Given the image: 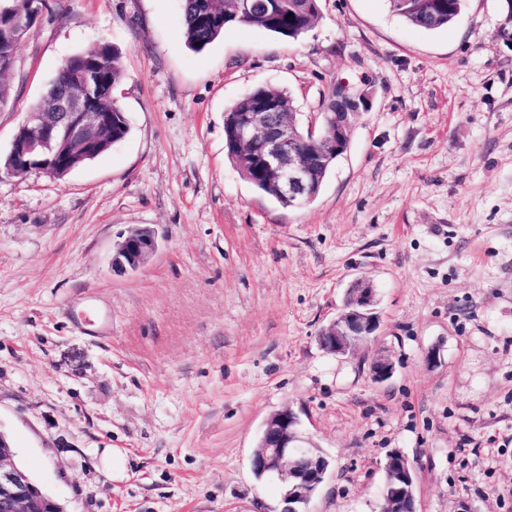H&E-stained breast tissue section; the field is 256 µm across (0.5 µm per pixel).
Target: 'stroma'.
<instances>
[{
  "mask_svg": "<svg viewBox=\"0 0 512 512\" xmlns=\"http://www.w3.org/2000/svg\"><path fill=\"white\" fill-rule=\"evenodd\" d=\"M296 40L237 24L203 49L181 0H49L0 109L6 155L61 63L107 42L130 131L68 176L0 172V432L65 512H279L256 479L266 418L292 407L330 466L305 512H378L383 465L414 464L418 512H512V45L501 0L424 30L387 0H321ZM365 91L316 199L285 207L226 156L224 115L258 86L310 124L331 83ZM158 247L120 275L133 229ZM374 340L318 344L350 284ZM440 355L427 363L425 353ZM380 351L394 364L370 376ZM120 449L125 473L102 465Z\"/></svg>",
  "mask_w": 512,
  "mask_h": 512,
  "instance_id": "1",
  "label": "stroma"
}]
</instances>
